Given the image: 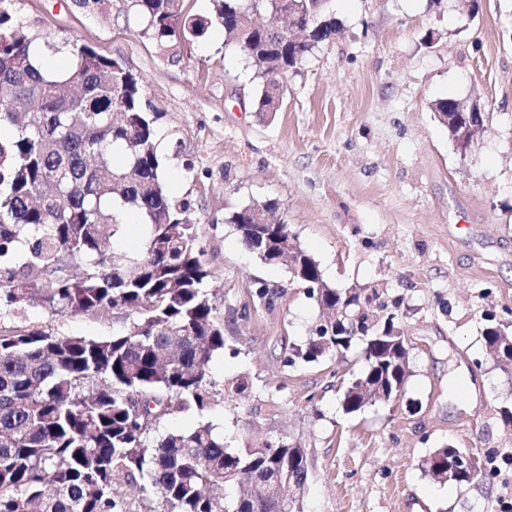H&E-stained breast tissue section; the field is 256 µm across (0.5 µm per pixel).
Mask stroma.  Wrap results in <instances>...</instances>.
<instances>
[{"instance_id":"stroma-1","label":"stroma","mask_w":512,"mask_h":512,"mask_svg":"<svg viewBox=\"0 0 512 512\" xmlns=\"http://www.w3.org/2000/svg\"><path fill=\"white\" fill-rule=\"evenodd\" d=\"M342 32L292 71L280 112H256L253 64L212 25L171 53L144 35L131 0H16L58 49L78 41L140 77L155 119L165 188L189 202L224 322L218 380L242 384L205 417L226 445L285 437L309 467L302 512H501L512 502V377L485 348L484 317L512 332V0H322ZM433 43H426V34ZM479 99L485 112L460 156L430 103ZM277 201L278 216L338 289H379L410 350L400 402L349 414L341 376L359 372L362 344L319 361L285 362L318 308L267 266L226 219ZM279 287L273 311L241 312L247 285ZM57 334L109 337L123 312L54 314L30 306L0 318ZM473 453L483 475L459 486L422 463L446 443Z\"/></svg>"}]
</instances>
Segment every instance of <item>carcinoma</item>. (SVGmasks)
Here are the masks:
<instances>
[{"instance_id":"cac0c4a2","label":"carcinoma","mask_w":512,"mask_h":512,"mask_svg":"<svg viewBox=\"0 0 512 512\" xmlns=\"http://www.w3.org/2000/svg\"><path fill=\"white\" fill-rule=\"evenodd\" d=\"M133 7L146 21L143 34L168 48L204 38L218 22L257 66L261 113L280 110L288 72L340 33L314 0H221L213 20L190 14L186 0H133ZM36 45L54 48L15 18L13 0H0V105L15 107L0 108V129L9 130L0 135V310H119L132 322L109 338L0 326V512H126L119 479L129 494L157 499L148 512H301L307 457L284 437L231 451L201 422L150 439L168 418L202 417L217 396L239 389L210 371L226 347L212 273L189 203L166 191L139 78L76 41L67 44L69 67L48 73L35 61ZM459 106L437 99L430 109L450 136L466 123L483 127L484 115ZM263 206L272 224L261 235L253 205L227 223L262 263L277 265L279 238L290 232L276 203ZM125 210L144 218L149 235L139 254L117 258L106 253L103 234L119 230ZM76 260L87 265L80 276L66 269ZM285 265L293 283L312 286L308 298L320 310L309 343L291 346L286 361H316L358 338L363 367L343 387L344 410L362 409L369 378L404 389L410 362L385 343L402 335L392 315L369 309L377 294L329 286L298 242ZM249 292L269 312L280 297L261 281ZM483 339L503 350L501 370L512 376V336L497 323ZM457 453L452 443L436 449L425 472L473 483L477 472L448 479Z\"/></svg>"}]
</instances>
